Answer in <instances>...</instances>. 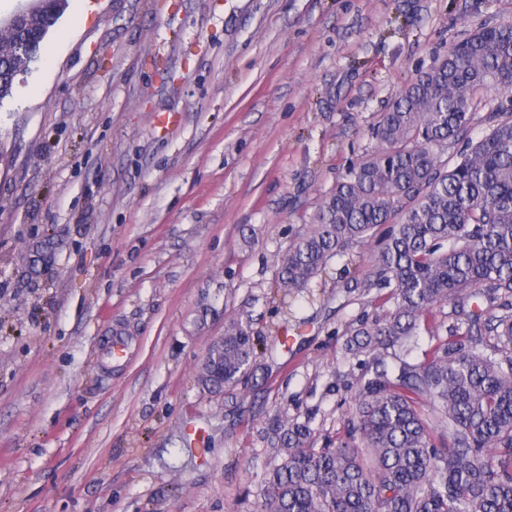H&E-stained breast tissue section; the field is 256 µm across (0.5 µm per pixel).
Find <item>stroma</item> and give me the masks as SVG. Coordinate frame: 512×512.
<instances>
[{"label":"stroma","mask_w":512,"mask_h":512,"mask_svg":"<svg viewBox=\"0 0 512 512\" xmlns=\"http://www.w3.org/2000/svg\"><path fill=\"white\" fill-rule=\"evenodd\" d=\"M512 0H68L0 100V512H261L269 419L344 441L375 238L279 259L417 75ZM233 319L251 371L198 381ZM128 360L98 362L108 337ZM130 350L131 342L126 336H112L107 344L105 359L113 365H121L127 360Z\"/></svg>","instance_id":"obj_1"}]
</instances>
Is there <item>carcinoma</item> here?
<instances>
[{"mask_svg": "<svg viewBox=\"0 0 512 512\" xmlns=\"http://www.w3.org/2000/svg\"><path fill=\"white\" fill-rule=\"evenodd\" d=\"M66 2L35 0L22 30L0 23V99L31 62L18 42L39 44ZM487 88L509 95L493 111L512 112V22L451 44L399 93L373 128L377 150L336 182L281 257L279 286L298 292L389 224L376 279L395 292L389 315L348 344L372 358L348 440L316 448L309 423H269L283 462L267 474L263 512H512V120L470 142L453 167L440 160ZM447 302L458 321L448 342L416 364L397 354ZM254 354L251 328L231 321L224 351L205 359L224 379L204 386L235 384Z\"/></svg>", "mask_w": 512, "mask_h": 512, "instance_id": "1", "label": "carcinoma"}]
</instances>
